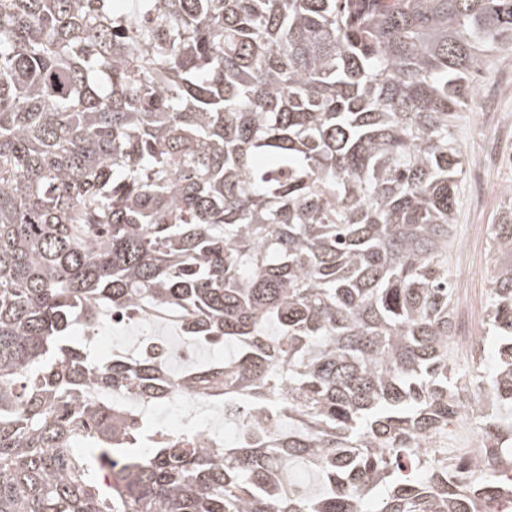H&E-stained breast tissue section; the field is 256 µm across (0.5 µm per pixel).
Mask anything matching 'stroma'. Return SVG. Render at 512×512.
Returning a JSON list of instances; mask_svg holds the SVG:
<instances>
[{"label":"stroma","mask_w":512,"mask_h":512,"mask_svg":"<svg viewBox=\"0 0 512 512\" xmlns=\"http://www.w3.org/2000/svg\"><path fill=\"white\" fill-rule=\"evenodd\" d=\"M477 84L493 92L494 107H463L454 129L464 155L454 238L470 245L469 252L455 249L450 256L455 316L460 320L486 312L494 245L480 227L494 223L512 199V59L504 53L490 54Z\"/></svg>","instance_id":"obj_1"}]
</instances>
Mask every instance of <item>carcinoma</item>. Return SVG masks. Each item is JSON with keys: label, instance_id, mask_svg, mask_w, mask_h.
<instances>
[{"label": "carcinoma", "instance_id": "1", "mask_svg": "<svg viewBox=\"0 0 512 512\" xmlns=\"http://www.w3.org/2000/svg\"><path fill=\"white\" fill-rule=\"evenodd\" d=\"M487 51L512 53V0H0V512H484L512 493L493 470L463 491L448 449L420 447L464 403L512 452V207L495 366L450 352L451 128ZM104 309L238 352L178 383L160 346L98 360L69 333ZM127 390L235 404L241 436L88 399ZM297 460L324 494L287 481Z\"/></svg>", "mask_w": 512, "mask_h": 512}]
</instances>
